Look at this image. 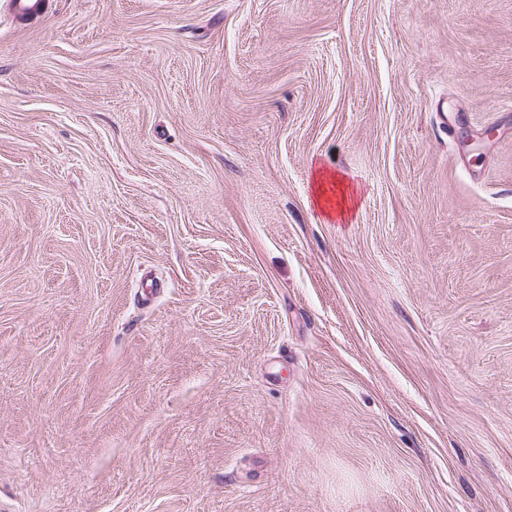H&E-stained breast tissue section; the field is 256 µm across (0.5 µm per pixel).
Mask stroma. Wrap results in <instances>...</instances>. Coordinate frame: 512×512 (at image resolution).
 <instances>
[{
    "instance_id": "stroma-1",
    "label": "stroma",
    "mask_w": 512,
    "mask_h": 512,
    "mask_svg": "<svg viewBox=\"0 0 512 512\" xmlns=\"http://www.w3.org/2000/svg\"><path fill=\"white\" fill-rule=\"evenodd\" d=\"M0 512H512V0L0 17Z\"/></svg>"
}]
</instances>
